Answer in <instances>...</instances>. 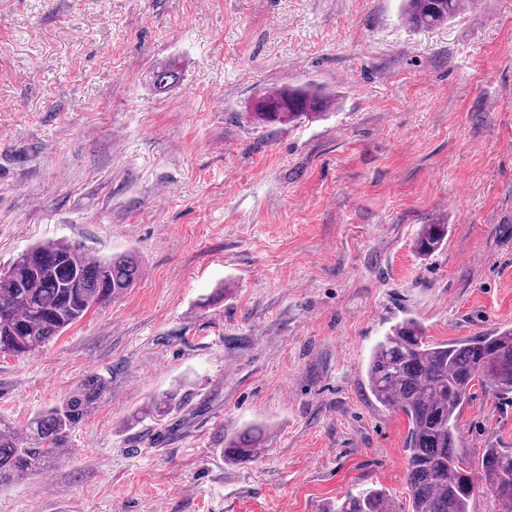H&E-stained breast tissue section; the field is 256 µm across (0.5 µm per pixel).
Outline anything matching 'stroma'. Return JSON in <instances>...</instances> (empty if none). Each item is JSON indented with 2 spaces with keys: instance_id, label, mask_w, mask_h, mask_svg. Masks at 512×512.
I'll list each match as a JSON object with an SVG mask.
<instances>
[{
  "instance_id": "obj_1",
  "label": "stroma",
  "mask_w": 512,
  "mask_h": 512,
  "mask_svg": "<svg viewBox=\"0 0 512 512\" xmlns=\"http://www.w3.org/2000/svg\"><path fill=\"white\" fill-rule=\"evenodd\" d=\"M288 86L333 105L251 118ZM432 223L448 238L419 256ZM51 240L141 275L0 356L18 427L111 380L69 459L0 512H328L364 487L409 512L407 422L366 366L405 318L436 342L512 327V0L419 32L400 0H0V268ZM176 390L184 408L137 420ZM250 426L263 452L226 462ZM459 426L479 468L512 450V398L473 391ZM448 236L444 224H424L414 238V248L421 256H429L441 248Z\"/></svg>"
}]
</instances>
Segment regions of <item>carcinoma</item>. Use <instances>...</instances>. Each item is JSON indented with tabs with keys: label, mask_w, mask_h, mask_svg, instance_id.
I'll list each match as a JSON object with an SVG mask.
<instances>
[{
	"label": "carcinoma",
	"mask_w": 512,
	"mask_h": 512,
	"mask_svg": "<svg viewBox=\"0 0 512 512\" xmlns=\"http://www.w3.org/2000/svg\"><path fill=\"white\" fill-rule=\"evenodd\" d=\"M460 11L459 0H403L400 16L418 30L447 23ZM163 89L179 79L175 66L153 71ZM326 98L308 87L277 90L259 97L251 115L267 123L316 118ZM448 236L446 224H423L414 248L429 256ZM131 254L91 258L68 241L36 244L0 272V354L30 356L105 305L139 279ZM375 401L407 422L404 454L411 487V512H470L480 492H489L497 512H512V451L488 448L481 459L482 484L457 452L461 408L475 386L500 396L512 395V328L490 336L434 342L422 325L407 318L390 328L375 345L366 367ZM109 382L87 379L69 396L34 416L23 432L0 419V487L68 459L72 430L109 393ZM188 396L172 393L154 402L145 415L161 421L186 404ZM262 448L257 427L224 440V459L249 460ZM384 491L363 489L336 501L329 512H387Z\"/></svg>",
	"instance_id": "cac0c4a2"
}]
</instances>
